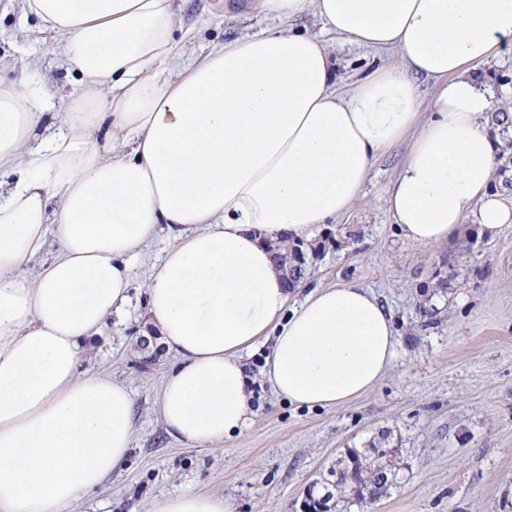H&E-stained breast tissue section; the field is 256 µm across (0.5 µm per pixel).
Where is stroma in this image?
<instances>
[{
    "mask_svg": "<svg viewBox=\"0 0 512 512\" xmlns=\"http://www.w3.org/2000/svg\"><path fill=\"white\" fill-rule=\"evenodd\" d=\"M186 29L183 53L276 27L258 0H175ZM342 87L394 54L364 58L344 39L331 41ZM0 76L47 85L58 99L75 90L59 46L23 10L0 0ZM407 143L379 154L351 212L321 227L324 252L308 268L303 290L354 281L388 307L399 333L388 375L367 394L334 408L288 404L270 386L239 437L189 448L170 437L158 408L162 383L176 361L154 337L143 290L152 262L169 241L151 243L131 301L113 317L81 362L106 374L134 399V436L127 464L66 512H150L155 497L185 490L221 493L235 512H302L305 490L330 482L336 460L351 448L384 441L401 469L373 503L341 502L332 512H512V224L475 244L424 248L396 232L384 198ZM353 238H346V231ZM151 336L142 348L140 336Z\"/></svg>",
    "mask_w": 512,
    "mask_h": 512,
    "instance_id": "35a3bbf8",
    "label": "stroma"
}]
</instances>
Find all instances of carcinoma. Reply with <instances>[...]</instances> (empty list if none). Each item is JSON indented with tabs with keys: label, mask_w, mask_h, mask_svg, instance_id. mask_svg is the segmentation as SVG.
Segmentation results:
<instances>
[{
	"label": "carcinoma",
	"mask_w": 512,
	"mask_h": 512,
	"mask_svg": "<svg viewBox=\"0 0 512 512\" xmlns=\"http://www.w3.org/2000/svg\"><path fill=\"white\" fill-rule=\"evenodd\" d=\"M492 123L502 134L504 148L502 158H507L512 150V113L501 111L491 115ZM398 464L396 452L392 448H367L363 451L351 450L346 456L336 461V468L331 470L336 476V497H356L360 501H376L388 486L387 480L379 478L384 474L396 479Z\"/></svg>",
	"instance_id": "1"
}]
</instances>
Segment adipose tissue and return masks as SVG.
<instances>
[{
	"mask_svg": "<svg viewBox=\"0 0 512 512\" xmlns=\"http://www.w3.org/2000/svg\"><path fill=\"white\" fill-rule=\"evenodd\" d=\"M281 27L184 63L174 0H24L62 46L81 91L0 79V512H64L103 484L134 434L130 390L81 373L129 299L147 244L146 311L177 363L160 414L190 448L239 437L255 414L244 355L288 403L328 408L389 372L398 332L367 288L292 301L267 246L311 241L349 212L374 159L408 154L385 197L398 234L424 247L512 223L493 189L492 93L479 67L512 48V0H261ZM400 63L337 89L304 14ZM436 83L419 121L415 76ZM36 271H29L30 262ZM219 493L153 499L150 512H234Z\"/></svg>",
	"mask_w": 512,
	"mask_h": 512,
	"instance_id": "1",
	"label": "adipose tissue"
}]
</instances>
